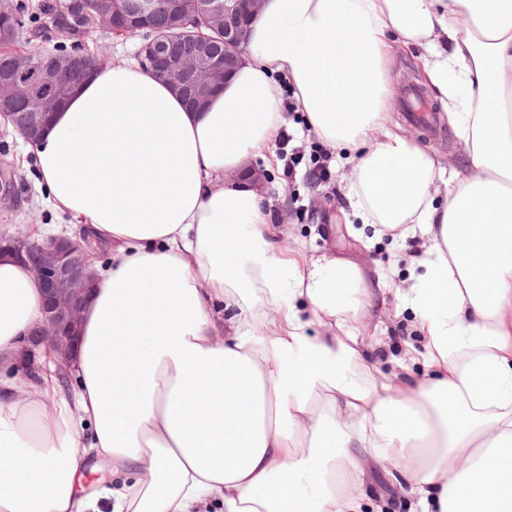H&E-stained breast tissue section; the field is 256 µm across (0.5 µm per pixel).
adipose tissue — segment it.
Segmentation results:
<instances>
[{
    "label": "adipose tissue",
    "mask_w": 512,
    "mask_h": 512,
    "mask_svg": "<svg viewBox=\"0 0 512 512\" xmlns=\"http://www.w3.org/2000/svg\"><path fill=\"white\" fill-rule=\"evenodd\" d=\"M418 51L463 171L392 127L386 64ZM344 154L354 218L421 234L402 293L422 372H382L360 262L280 244L248 175L286 125ZM58 214L112 250L78 341L18 376L42 290L0 250V512H512V0H265L205 108L104 67L33 145ZM111 485L78 490L91 462Z\"/></svg>",
    "instance_id": "1"
}]
</instances>
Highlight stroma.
Returning <instances> with one entry per match:
<instances>
[{"label":"stroma","mask_w":512,"mask_h":512,"mask_svg":"<svg viewBox=\"0 0 512 512\" xmlns=\"http://www.w3.org/2000/svg\"><path fill=\"white\" fill-rule=\"evenodd\" d=\"M38 2L12 0L14 6L27 8L22 15L25 38L17 44V51L71 52L82 47L103 55L108 66H123L136 59L142 43L138 36L116 37L99 31L77 43L52 29L39 28L28 11L29 6ZM427 98L437 116L434 135H426L419 125L405 120L402 112H394L393 118L403 124L412 138L436 150L448 169H461L463 161L454 150L455 134L444 118V109L435 93H428ZM286 118V133L275 146L279 165L266 167L259 156L250 161L252 168L265 172L273 199L271 223L281 225L298 250L319 254L333 248L355 255L369 273L387 272L397 284L408 279V257L419 248L420 237L404 240L378 237L366 224L349 228L346 216L351 208L345 196L336 150L324 144L320 155H313L311 138L298 134L304 124L302 113L290 112ZM321 163L329 170L328 178L322 179L316 174ZM4 180L11 182L12 190L8 193L0 190V225H10L13 232L22 234L40 224L50 226L59 234H77V227L44 203L32 155L26 154L20 137L10 127L0 124V182ZM377 307V314L365 333L382 338L383 344L375 359L384 369L392 359L405 357L410 346L421 345L422 339L413 324L411 311L400 304L394 292H379Z\"/></svg>","instance_id":"35a3bbf8"}]
</instances>
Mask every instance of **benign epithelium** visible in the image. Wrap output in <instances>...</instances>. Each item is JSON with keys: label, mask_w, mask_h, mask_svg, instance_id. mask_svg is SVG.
I'll return each mask as SVG.
<instances>
[{"label": "benign epithelium", "mask_w": 512, "mask_h": 512, "mask_svg": "<svg viewBox=\"0 0 512 512\" xmlns=\"http://www.w3.org/2000/svg\"><path fill=\"white\" fill-rule=\"evenodd\" d=\"M264 0H140L137 13L126 27L117 25L119 0H95V28L115 35L133 36L145 30L152 15L171 13L180 26L204 17L224 33V53L198 50L187 54L171 48L150 55L155 78L175 88L190 89L200 102L209 100L238 63L246 46V31L260 13ZM98 69L88 52L66 58H45L38 52L14 53L9 74L0 79V119L8 123L11 109L21 102L31 107L27 122L14 132L35 142L46 116L57 111L64 100ZM10 248L26 262L45 296L40 334L27 340L21 352L42 344L65 357L75 340L88 290L98 277L90 263L91 240L86 234L59 236L43 243L21 234L0 237V248Z\"/></svg>", "instance_id": "1"}]
</instances>
